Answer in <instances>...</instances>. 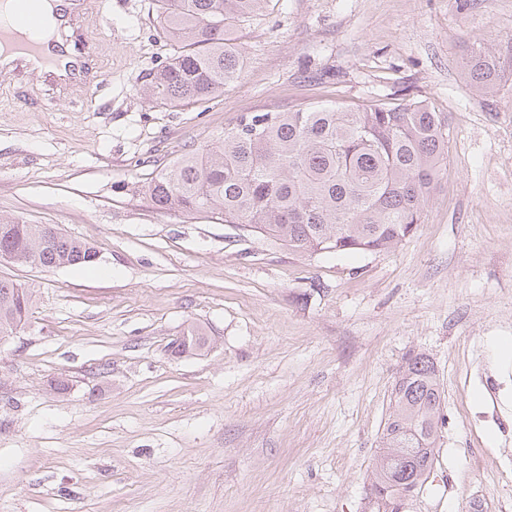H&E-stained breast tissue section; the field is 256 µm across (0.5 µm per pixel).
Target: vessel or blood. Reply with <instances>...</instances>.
Instances as JSON below:
<instances>
[{
  "mask_svg": "<svg viewBox=\"0 0 512 512\" xmlns=\"http://www.w3.org/2000/svg\"><path fill=\"white\" fill-rule=\"evenodd\" d=\"M13 19L0 24V80L12 81L22 72L37 75L57 71L70 87H87L89 61L95 45L82 37L79 46L45 35L48 20L58 27L89 29L97 14L85 12L82 0H13Z\"/></svg>",
  "mask_w": 512,
  "mask_h": 512,
  "instance_id": "b4317fda",
  "label": "vessel or blood"
}]
</instances>
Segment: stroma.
Segmentation results:
<instances>
[{"instance_id": "35a3bbf8", "label": "stroma", "mask_w": 512, "mask_h": 512, "mask_svg": "<svg viewBox=\"0 0 512 512\" xmlns=\"http://www.w3.org/2000/svg\"><path fill=\"white\" fill-rule=\"evenodd\" d=\"M103 86H0V217L91 243L93 264L0 265L34 287L0 340V512H376L369 479L400 367L444 394L405 512H512V79L473 94L472 49L512 56V0H266L238 78L173 108L142 76L171 46L154 0H105ZM427 101L448 143L414 235L303 255L155 209L156 166L253 112ZM206 349L174 355L187 326ZM66 390H56L57 380Z\"/></svg>"}]
</instances>
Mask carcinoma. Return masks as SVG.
<instances>
[{
	"label": "carcinoma",
	"instance_id": "1",
	"mask_svg": "<svg viewBox=\"0 0 512 512\" xmlns=\"http://www.w3.org/2000/svg\"><path fill=\"white\" fill-rule=\"evenodd\" d=\"M156 2L172 54L144 76L143 94L172 107L219 96L242 69L234 31L267 0ZM508 70L512 59L491 46L463 62L481 96L494 95ZM445 155L441 122L424 100L254 112L154 171L142 193L158 210L243 225L299 254L384 252L422 223ZM96 255L47 224L0 218V262L53 268ZM33 301L32 288L0 279V339L17 333ZM183 335L177 352L207 345L197 328ZM393 394L371 482L383 512H396V486L420 491L434 463L443 397L427 355L405 361Z\"/></svg>",
	"mask_w": 512,
	"mask_h": 512
}]
</instances>
